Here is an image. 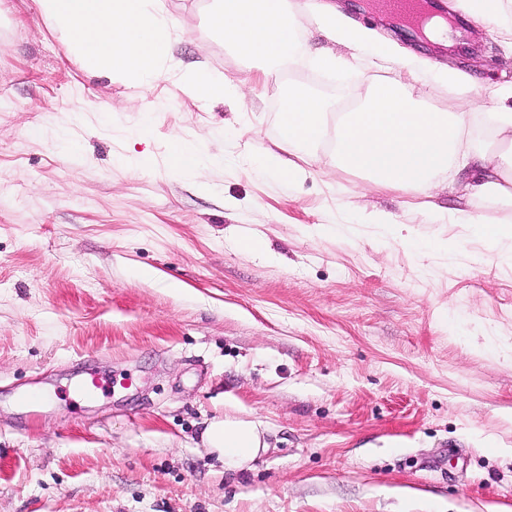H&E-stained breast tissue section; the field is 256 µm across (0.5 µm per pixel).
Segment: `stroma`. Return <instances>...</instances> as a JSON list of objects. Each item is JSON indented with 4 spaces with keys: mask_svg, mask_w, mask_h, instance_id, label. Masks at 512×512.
<instances>
[{
    "mask_svg": "<svg viewBox=\"0 0 512 512\" xmlns=\"http://www.w3.org/2000/svg\"><path fill=\"white\" fill-rule=\"evenodd\" d=\"M328 2L399 55L512 86L495 25L459 14L454 53ZM160 5L171 62L143 85L92 74L34 0H0V512H512V257L326 158L299 185L257 178L246 158L288 154L287 84L335 121L368 54L267 78L210 31L208 0ZM198 68L243 95L194 98ZM194 138L224 158L198 183L166 165ZM88 358L109 394L74 393ZM227 414L269 443L232 478L201 442Z\"/></svg>",
    "mask_w": 512,
    "mask_h": 512,
    "instance_id": "35a3bbf8",
    "label": "stroma"
}]
</instances>
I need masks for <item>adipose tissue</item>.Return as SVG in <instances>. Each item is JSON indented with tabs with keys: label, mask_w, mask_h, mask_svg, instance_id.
Wrapping results in <instances>:
<instances>
[{
	"label": "adipose tissue",
	"mask_w": 512,
	"mask_h": 512,
	"mask_svg": "<svg viewBox=\"0 0 512 512\" xmlns=\"http://www.w3.org/2000/svg\"><path fill=\"white\" fill-rule=\"evenodd\" d=\"M42 15L56 26L92 70L113 80L150 83L165 70L170 57L171 19L159 0H37ZM324 35L347 48H367L380 61L393 57L391 47L373 44L367 28L348 23L335 6L306 0ZM207 21L225 45L244 57L265 63V75L280 67L309 63L326 71L345 69L347 59L336 53H309L295 36L291 0H211ZM420 61L402 63L395 77L372 82L362 97L334 123L326 106L306 93L289 95L282 114L281 138L289 159L257 161V172L277 183L299 184L318 162L315 150L328 145L331 162L362 175L375 185L400 186L413 198L427 199L442 174L459 178L469 198L512 202V108L481 113L424 107L409 83L432 75ZM437 79L460 95L496 97L499 87L475 86L456 70H440ZM304 153L307 165L294 162ZM201 142L179 140L169 152V167L179 176L195 178L207 166L222 164ZM209 452L228 475L248 469L268 448L265 432L253 420L227 415L211 420L202 434Z\"/></svg>",
	"instance_id": "obj_1"
}]
</instances>
